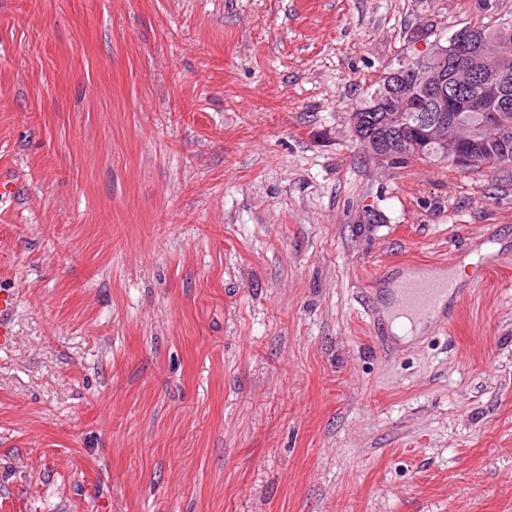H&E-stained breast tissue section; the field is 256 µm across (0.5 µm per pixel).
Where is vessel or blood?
I'll return each mask as SVG.
<instances>
[{"label":"vessel or blood","mask_w":512,"mask_h":512,"mask_svg":"<svg viewBox=\"0 0 512 512\" xmlns=\"http://www.w3.org/2000/svg\"><path fill=\"white\" fill-rule=\"evenodd\" d=\"M398 301L410 320L427 321L440 328L449 327L459 309L447 284L410 279L398 290Z\"/></svg>","instance_id":"vessel-or-blood-1"}]
</instances>
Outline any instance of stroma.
Listing matches in <instances>:
<instances>
[{
	"mask_svg": "<svg viewBox=\"0 0 512 512\" xmlns=\"http://www.w3.org/2000/svg\"><path fill=\"white\" fill-rule=\"evenodd\" d=\"M508 16L0 0V512H512V170L350 124L397 56ZM436 269L458 316L400 344L391 289Z\"/></svg>",
	"mask_w": 512,
	"mask_h": 512,
	"instance_id": "1",
	"label": "stroma"
}]
</instances>
